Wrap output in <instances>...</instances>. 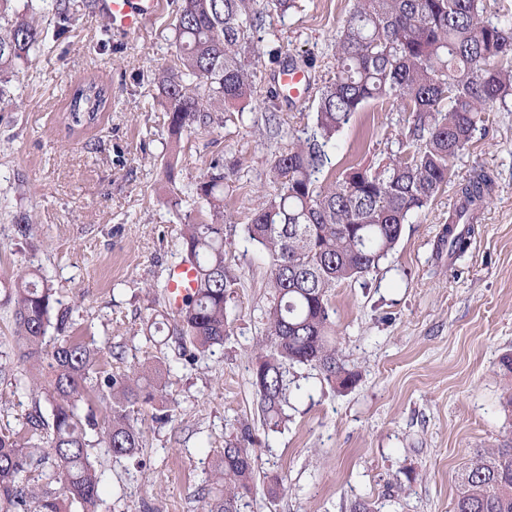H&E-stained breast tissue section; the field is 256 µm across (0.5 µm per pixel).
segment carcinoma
<instances>
[{
    "label": "carcinoma",
    "mask_w": 512,
    "mask_h": 512,
    "mask_svg": "<svg viewBox=\"0 0 512 512\" xmlns=\"http://www.w3.org/2000/svg\"><path fill=\"white\" fill-rule=\"evenodd\" d=\"M0 0V111L17 64L35 60L47 36L42 17ZM296 0H180L175 21L177 63L157 74L169 114V150L179 157L184 138L224 129V113L243 115L255 93L257 33L273 11ZM85 0H51L57 24L70 22ZM483 0H354L335 43L336 75L320 89L315 122L272 154L275 190L253 205L247 239L266 254L267 305L262 336L253 346L252 385L266 423L284 421L286 366L311 365L341 389L354 375L341 362L336 285L377 271L410 217L421 213L453 176L482 114L512 98V22L484 16ZM111 85L89 77L65 102L61 123L71 136L95 126L108 110ZM372 102H397L410 113L403 135L407 156L374 172L351 165L325 176L329 151L354 115ZM224 156L186 188L191 208L180 228L181 261L196 270L197 286L173 318L168 334L182 356L195 359L231 334L227 304L242 274L227 261ZM492 181L477 174L460 187L461 204L448 218V248L463 253L475 212L491 198ZM56 290L39 269L0 276V306L12 325L13 359L26 367L15 385L50 408L27 417L24 433L0 432V512H97L101 473L93 450L142 468V423L171 420L175 405L154 374L167 363L154 355L123 371L99 369L97 348L67 335L52 348V325L74 326L57 309ZM106 403L101 416L98 404ZM248 432L227 442L210 471L203 512H238L255 486L256 458ZM454 512H512V446L476 451L460 477Z\"/></svg>",
    "instance_id": "obj_1"
}]
</instances>
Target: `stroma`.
Wrapping results in <instances>:
<instances>
[{
    "label": "stroma",
    "mask_w": 512,
    "mask_h": 512,
    "mask_svg": "<svg viewBox=\"0 0 512 512\" xmlns=\"http://www.w3.org/2000/svg\"><path fill=\"white\" fill-rule=\"evenodd\" d=\"M298 9L265 18L257 95L243 119L193 139L175 170L164 173L168 116L154 77L176 61L175 0L138 33L113 29L96 5L81 10L65 37L47 40L35 66L18 64L12 109L0 112V273L31 266L51 281L62 307H76L81 334L109 371L155 350L171 357L162 382L175 403L170 423L144 420L145 472L101 459L98 512H201L202 486L226 440L249 428L256 455L253 493L239 512H454L465 462L474 451L512 439V99L484 113L451 182L404 225L394 251L367 277L336 286V346L352 387H331L311 366L288 369L285 425L272 429L258 411L251 348L267 303V259L243 230L258 197L273 192L272 153L313 125L319 86L336 73L332 45L354 0H299ZM307 59L303 98L280 95L285 139L259 131L280 59ZM95 75L111 85L112 106L73 141L59 123L69 89ZM407 113L367 105L339 135L326 173L349 164L372 168L401 156ZM234 164L224 216L236 230L224 242L244 275L229 302L232 333L194 366L174 358L176 337L148 322L166 312L154 293L179 261L176 189L198 177L215 153ZM493 181L492 200L455 256L439 240L458 204V185L476 173ZM32 215L34 243L14 218ZM28 392L0 381V429L15 430L34 412Z\"/></svg>",
    "instance_id": "1"
}]
</instances>
